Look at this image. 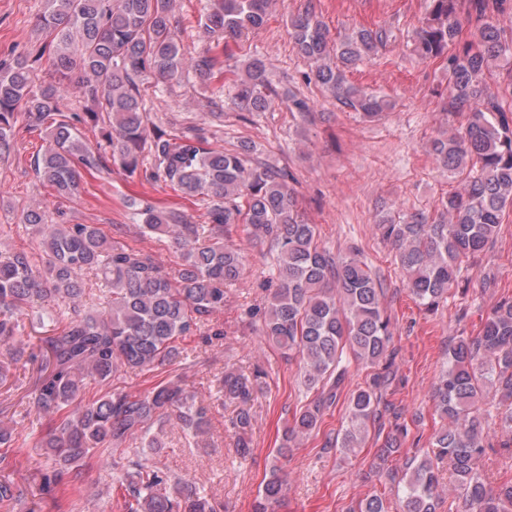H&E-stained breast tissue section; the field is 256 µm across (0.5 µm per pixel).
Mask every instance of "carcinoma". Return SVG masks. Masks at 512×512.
Wrapping results in <instances>:
<instances>
[{
    "label": "carcinoma",
    "instance_id": "1",
    "mask_svg": "<svg viewBox=\"0 0 512 512\" xmlns=\"http://www.w3.org/2000/svg\"><path fill=\"white\" fill-rule=\"evenodd\" d=\"M508 0H430V10L415 37V51L425 60L443 62L448 76L446 112H463L466 121L431 142L438 167L462 178L463 189L441 197L431 211H416L378 224L383 239L396 248L405 286L419 306L435 313L451 289L463 287L461 273L494 241L507 207H512V83L493 85L490 63L512 57V43L502 41L494 19ZM271 0H204L207 26L237 38L258 29ZM475 18L472 37L462 39V24ZM47 41L37 51L56 74L35 84L26 61H0V155L11 149L18 118L43 129L49 146L34 159L43 184L59 196L78 192L80 170L108 169L102 144L93 147L76 132L74 122L98 124L91 111L67 117L60 100L77 93L105 102L108 125L99 129L112 146V164L129 177L154 161V175L173 190L205 202L209 223L188 224L175 210L149 202L132 203L143 231L170 234L183 252V264L171 273L150 253L108 242L96 224H50L43 210L29 206L23 223L41 237L34 259L24 251L0 254V345L12 347L0 360V384L12 367L27 358L38 363L30 404L47 418L39 440L47 468L41 490L51 497L75 487L78 467L94 448L112 453L115 484L125 512H220V504L190 479L139 460L147 448L166 447V427L179 429L198 447L206 444L209 406L180 382L162 381L144 394L107 392L79 400L84 381L108 383L123 371L141 373L185 360L179 340L209 325L224 307V287L244 269L243 255L224 243V229L242 224L256 241L276 251L277 288L263 314L261 334L288 356L297 355L303 384L313 398L286 428L278 451L299 435L316 430L336 402L348 374V355L371 369L365 385L352 392L348 424L335 446L345 454L362 447L382 418L377 404L382 389L395 378L391 320L383 304L381 277L357 252L340 258L318 242L316 225L299 213L288 177L247 166L241 152L209 146L206 137L147 138V101L141 86L149 78L175 79L190 72L214 75L212 49L187 56L177 39L171 0H47L40 18ZM295 52L311 63L316 82L343 107L372 120L389 109L387 100L351 84L345 69L369 59L383 43V31L362 28L330 44L313 5L290 21ZM275 94L265 63L252 58L235 84L233 104L240 112H263ZM93 271L108 292L100 309L82 311L83 275ZM39 306L36 320L50 333L36 347L16 342L25 311ZM512 400V298H501L487 315L479 335L457 336L434 390L442 421L433 434L436 456L448 459L456 491L467 512H512V484L488 486L480 467L490 427L473 414L489 392ZM253 382L240 374L217 379L218 400L246 403ZM250 416L238 414L236 448L244 456ZM406 428L396 423L381 442L378 468L398 453ZM142 440L141 448L130 447ZM0 447L20 448L14 423L0 422ZM14 462L0 453V506L27 495L10 479ZM439 479L432 459L405 462L403 512H435ZM280 469L271 472L253 512H276L286 496ZM355 512H386L385 498L372 493Z\"/></svg>",
    "mask_w": 512,
    "mask_h": 512
}]
</instances>
